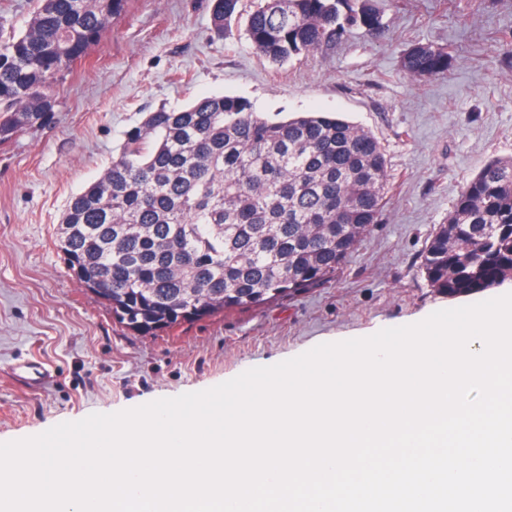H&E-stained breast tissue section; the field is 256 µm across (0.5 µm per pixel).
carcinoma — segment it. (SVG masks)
<instances>
[{"label":"carcinoma","mask_w":512,"mask_h":512,"mask_svg":"<svg viewBox=\"0 0 512 512\" xmlns=\"http://www.w3.org/2000/svg\"><path fill=\"white\" fill-rule=\"evenodd\" d=\"M214 0L220 35L245 22L256 53L283 64L381 27L376 0ZM127 0H37L24 32L0 22V143L51 117L59 82L89 56ZM447 49L417 44L403 71L428 81ZM389 180L371 132L319 112L271 119L241 97L149 112L111 165L69 201L55 247L79 283L112 295L142 336L319 288L384 208ZM417 272L470 297L512 280V157L470 180L431 231Z\"/></svg>","instance_id":"1"}]
</instances>
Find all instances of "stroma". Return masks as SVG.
<instances>
[{
	"label": "stroma",
	"mask_w": 512,
	"mask_h": 512,
	"mask_svg": "<svg viewBox=\"0 0 512 512\" xmlns=\"http://www.w3.org/2000/svg\"><path fill=\"white\" fill-rule=\"evenodd\" d=\"M379 35L278 65L244 32L221 37L212 0H128L89 59L60 83L44 125L0 145V442L93 413L212 388L325 342L466 305L416 266L434 225L487 163L512 157V0H378ZM446 45L448 71L407 77L404 53ZM248 99L268 117L332 112L380 141L390 174L380 224L320 288L227 310L159 336L134 334L69 274L54 239L71 197L110 165L125 133L161 107ZM49 363L41 388L15 383L18 358Z\"/></svg>",
	"instance_id": "1"
}]
</instances>
